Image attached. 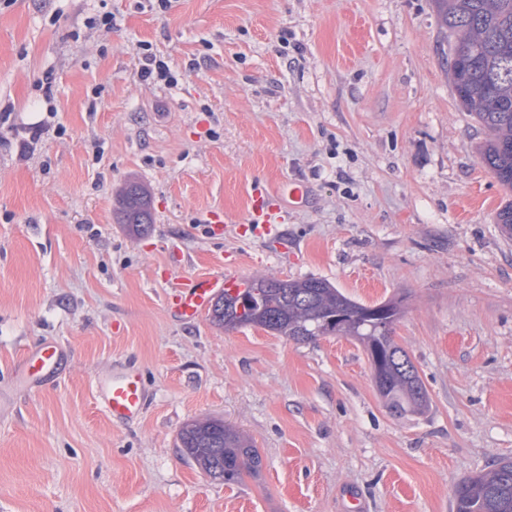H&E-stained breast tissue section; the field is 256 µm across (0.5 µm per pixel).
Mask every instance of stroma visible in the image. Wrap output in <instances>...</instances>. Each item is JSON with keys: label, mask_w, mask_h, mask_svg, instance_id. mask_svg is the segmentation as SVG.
Returning <instances> with one entry per match:
<instances>
[{"label": "stroma", "mask_w": 512, "mask_h": 512, "mask_svg": "<svg viewBox=\"0 0 512 512\" xmlns=\"http://www.w3.org/2000/svg\"><path fill=\"white\" fill-rule=\"evenodd\" d=\"M446 46L431 0H0V512H451L460 479L512 457V190ZM147 48L177 86L141 80ZM130 182L141 238L119 222ZM258 192L277 234L242 221ZM221 261L402 298L428 411L391 414L353 338L172 315L171 280ZM47 340L54 374L17 385ZM117 366L147 388L128 423L97 394ZM202 418L249 435L260 472L229 485L185 457ZM119 221L134 237L147 232L151 222L148 190L139 183L125 184L119 193Z\"/></svg>", "instance_id": "obj_1"}]
</instances>
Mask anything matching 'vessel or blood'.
Returning a JSON list of instances; mask_svg holds the SVG:
<instances>
[{
	"label": "vessel or blood",
	"instance_id": "vessel-or-blood-1",
	"mask_svg": "<svg viewBox=\"0 0 512 512\" xmlns=\"http://www.w3.org/2000/svg\"><path fill=\"white\" fill-rule=\"evenodd\" d=\"M245 223L260 225L264 233L275 231L283 218L278 210L253 204L247 212ZM243 276L231 271L190 274L181 277L166 296L167 308L184 322H195L209 307L212 299L224 289L244 287ZM60 349L52 343H44L31 350L25 357L20 378L36 383L50 375L57 367ZM102 403L107 414L116 422L137 419L142 413L146 392L141 374L129 367L113 373L100 385Z\"/></svg>",
	"mask_w": 512,
	"mask_h": 512
}]
</instances>
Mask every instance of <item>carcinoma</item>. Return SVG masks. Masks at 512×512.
<instances>
[{"mask_svg": "<svg viewBox=\"0 0 512 512\" xmlns=\"http://www.w3.org/2000/svg\"><path fill=\"white\" fill-rule=\"evenodd\" d=\"M443 32L455 36L450 45L454 90L465 110L489 131L480 148L487 170L512 189V0H432ZM119 221L139 237L151 224L148 190L125 184L119 193ZM501 232L512 239V202L497 213ZM275 293L258 298L268 282ZM248 296L254 304L238 311L236 300ZM403 298L367 305L318 278L280 280L256 277L237 294L224 290L209 319L236 329L259 326L299 342L340 335L358 340L370 360L380 364L376 385L386 407L396 416L422 413L429 398L417 369L393 336ZM185 454L203 472L226 484L254 475L261 459L252 442L221 420L198 419L180 434ZM452 512H512V458H501L488 470L459 481Z\"/></svg>", "mask_w": 512, "mask_h": 512, "instance_id": "obj_1", "label": "carcinoma"}]
</instances>
